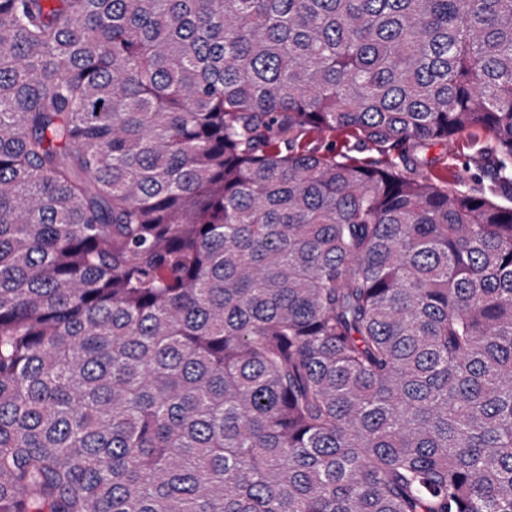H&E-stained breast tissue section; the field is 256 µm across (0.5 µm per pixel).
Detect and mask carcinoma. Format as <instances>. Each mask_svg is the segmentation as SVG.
<instances>
[{"label":"carcinoma","mask_w":512,"mask_h":512,"mask_svg":"<svg viewBox=\"0 0 512 512\" xmlns=\"http://www.w3.org/2000/svg\"><path fill=\"white\" fill-rule=\"evenodd\" d=\"M504 191L512 0H0V512H512ZM318 145H321L325 150L335 146L336 154H345L360 161L378 160L382 157L372 147H358L354 138L340 131L329 136L314 132L304 142L306 148H313ZM479 147L466 136L449 143L447 149L441 145L430 147L425 150L426 158L433 161L429 174L448 185L488 187L493 183L494 171L481 159Z\"/></svg>","instance_id":"carcinoma-1"}]
</instances>
